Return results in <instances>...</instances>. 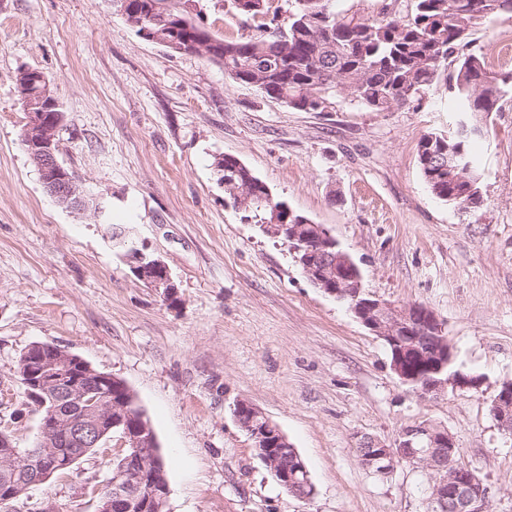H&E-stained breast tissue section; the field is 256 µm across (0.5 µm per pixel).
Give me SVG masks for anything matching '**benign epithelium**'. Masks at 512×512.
Returning <instances> with one entry per match:
<instances>
[{"mask_svg": "<svg viewBox=\"0 0 512 512\" xmlns=\"http://www.w3.org/2000/svg\"><path fill=\"white\" fill-rule=\"evenodd\" d=\"M143 38L179 51L176 38L161 37L152 28L137 24ZM19 84L36 86L23 97L29 114L22 144L37 168L46 191L71 210L84 211L89 199L57 157L56 132L63 115L52 95L47 77L34 69L19 72ZM238 209L252 198L249 186L226 184ZM273 219L262 225L265 234L288 242L304 275L325 293L347 302L360 322L382 337L393 351L392 369L406 384L425 394H436L448 385L477 387L479 379L447 374L453 353L443 325L421 304L397 306L369 298L362 289L357 266L321 224L301 219L290 224L292 210L278 206ZM133 273L155 288L166 299H173L177 286L167 266L159 259L133 246L127 249ZM428 360V373L414 377L406 359ZM22 384L40 401V433L34 447L14 449L3 462L20 464L28 470L30 485L46 483L57 471L73 461L62 458L60 442L79 454L88 448H101L111 430H117L126 455L113 473L112 490L99 496L96 512H165L169 486L163 459L151 423L137 407V397L119 377L95 370L80 356L49 343H34L22 356ZM67 399L79 407L75 415L46 408L47 401ZM492 413L501 429L512 435V382L502 385L492 404ZM234 417L254 441L256 457L289 494L308 500L315 493L307 468L285 434L257 407L240 402ZM361 464L376 474H387L399 464L431 474L430 501L439 512H488V491L481 479L458 460V448L451 436L415 427L402 433L396 447L373 444L360 455Z\"/></svg>", "mask_w": 512, "mask_h": 512, "instance_id": "7a95c632", "label": "benign epithelium"}]
</instances>
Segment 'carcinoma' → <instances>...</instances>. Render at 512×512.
I'll list each match as a JSON object with an SVG mask.
<instances>
[{
	"label": "carcinoma",
	"mask_w": 512,
	"mask_h": 512,
	"mask_svg": "<svg viewBox=\"0 0 512 512\" xmlns=\"http://www.w3.org/2000/svg\"><path fill=\"white\" fill-rule=\"evenodd\" d=\"M179 2L178 10L161 7L149 16L141 0H130L127 21L169 27L188 52L199 25L190 17L189 0ZM293 2L288 28L283 29L278 14L270 13L271 0H231L236 13L262 23L259 33L247 39L209 37L221 50L227 78L304 112L329 111L338 93L377 112L402 108L420 100L450 64L454 69L445 85L459 111L496 112L512 96V73L492 70L471 49L473 28L503 14L498 0H413L403 18L385 8L366 19L340 16L332 0ZM474 133L462 122L445 142L438 131L419 142L422 177L431 193L450 205L475 208L481 202V174L468 144ZM218 173L238 185L253 178L245 166L228 158ZM252 192L249 218L264 224L272 208L263 186L254 185ZM29 480L20 467L0 465V487Z\"/></svg>",
	"instance_id": "obj_1"
}]
</instances>
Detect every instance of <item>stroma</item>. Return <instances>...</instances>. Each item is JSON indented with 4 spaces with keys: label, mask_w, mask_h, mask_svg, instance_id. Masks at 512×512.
<instances>
[{
    "label": "stroma",
    "mask_w": 512,
    "mask_h": 512,
    "mask_svg": "<svg viewBox=\"0 0 512 512\" xmlns=\"http://www.w3.org/2000/svg\"><path fill=\"white\" fill-rule=\"evenodd\" d=\"M216 38L249 37L230 0H201ZM492 70L512 72V17L471 32ZM43 72L64 119L57 156L93 208L44 188L21 142L20 69ZM475 128L481 203L436 199L418 143L457 120ZM238 158L273 195L323 225L365 292L427 306L453 371L476 388L422 395L385 341L311 284L287 243L232 206L214 161ZM117 224L168 267L175 300L139 280L110 239ZM51 343L123 379L166 460V512H430L428 473L366 470L362 441L395 445L408 427L448 433L459 461L512 512V436L491 411L512 381V98L457 116L444 86L375 112L337 96L299 112L231 82L207 57L142 38L111 0H0V418L32 447L39 414L17 374L22 351ZM260 409L297 448L315 486L284 491L233 415ZM119 439L35 488L12 512H95Z\"/></svg>",
    "instance_id": "stroma-1"
}]
</instances>
